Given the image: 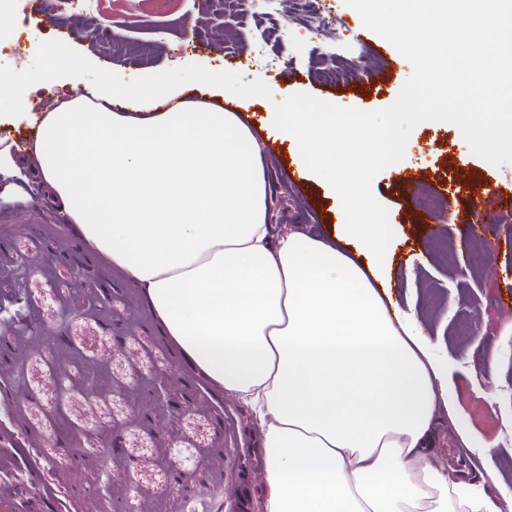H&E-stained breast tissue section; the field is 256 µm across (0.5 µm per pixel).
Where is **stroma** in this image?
I'll return each mask as SVG.
<instances>
[{"label":"stroma","instance_id":"1","mask_svg":"<svg viewBox=\"0 0 512 512\" xmlns=\"http://www.w3.org/2000/svg\"><path fill=\"white\" fill-rule=\"evenodd\" d=\"M56 18L54 33L65 36L70 58L79 60L73 75L78 87L102 84L115 76L139 83L158 77L183 84L189 100L213 109L238 113L252 123L260 141L268 195V221L287 232L332 238L344 214L339 200L319 176L293 178L295 165L289 142L260 128L264 101L239 108L236 93L260 84L267 99L282 92L307 93L343 106L374 111L392 105L409 78L410 63L389 42L362 32L358 13L345 0H324L339 21L341 37L353 46L349 58L336 61V76L325 80L319 55L321 38L313 24L296 25L285 42H263L266 19L225 9L224 0H140L127 14L113 16L112 0H92L100 18L99 48H91L87 17L64 12L56 0H45ZM6 29L14 35L8 53L18 64L0 65V76L13 84V94L0 102V139L28 147L46 92H32L31 80L43 59L23 12H11ZM288 58L292 79L259 65L262 56ZM203 70L229 75L223 91L207 94L193 78ZM409 187H402L401 179ZM464 180L467 192L442 210L440 224H424L425 211L416 194L438 195L442 184ZM376 199L396 226L387 284L402 309L412 310L422 336L435 353L453 361L448 396L458 416L440 412L434 424L432 462L456 474L448 450L464 448L469 438L456 430L465 423L474 437L491 448L475 464L473 484L501 507L512 504V213L499 211V194L512 192V165L495 167L472 153L452 124L419 123L406 144L400 171L385 170L372 182ZM481 209L494 226L484 235L479 255H472L465 226L472 209ZM31 264L28 277L11 273L15 261ZM111 290L109 313L83 315L91 289ZM25 299L28 321L62 326L55 341L32 344L27 336L0 326V379L23 374L30 399H22L15 416L0 412V429L23 437L28 445L13 449V466L22 486L0 475V488L14 489L13 512H97L132 503L138 512H169L163 491L181 466L163 461L162 451L140 417L147 406L144 391L123 395L132 379L142 381L177 373L180 382L201 393L210 409L182 415L178 429L198 458L195 493L182 497V512H259L266 493L263 475H248L238 451L258 445L260 430L250 408L224 395L203 378L185 353L152 317L141 288L85 251L64 226L53 205L37 206L26 190L0 194V302ZM65 367L70 389L58 396L53 372ZM98 370V390L85 385ZM118 429L128 479H115L105 501H95L103 472V442Z\"/></svg>","mask_w":512,"mask_h":512}]
</instances>
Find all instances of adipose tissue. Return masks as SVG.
Instances as JSON below:
<instances>
[{
    "mask_svg": "<svg viewBox=\"0 0 512 512\" xmlns=\"http://www.w3.org/2000/svg\"><path fill=\"white\" fill-rule=\"evenodd\" d=\"M181 94L115 82L75 97L42 116L31 169L192 366L250 405L264 512H501L428 460L450 366L391 300L393 225L356 196L335 242L272 238L256 136Z\"/></svg>",
    "mask_w": 512,
    "mask_h": 512,
    "instance_id": "1",
    "label": "adipose tissue"
}]
</instances>
